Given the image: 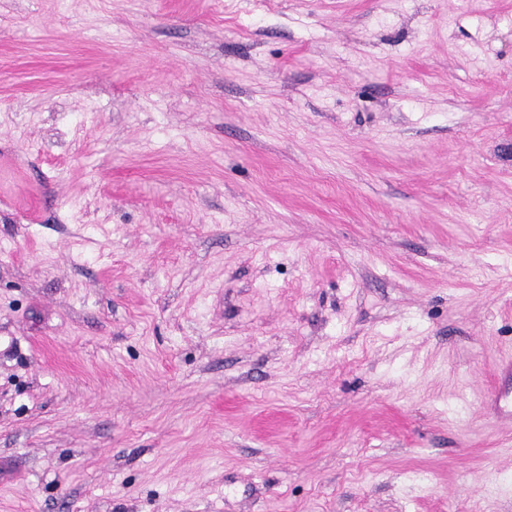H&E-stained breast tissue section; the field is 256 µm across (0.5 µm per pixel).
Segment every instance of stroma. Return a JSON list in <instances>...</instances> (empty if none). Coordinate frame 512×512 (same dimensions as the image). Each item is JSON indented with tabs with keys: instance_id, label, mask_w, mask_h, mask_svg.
Listing matches in <instances>:
<instances>
[{
	"instance_id": "35a3bbf8",
	"label": "stroma",
	"mask_w": 512,
	"mask_h": 512,
	"mask_svg": "<svg viewBox=\"0 0 512 512\" xmlns=\"http://www.w3.org/2000/svg\"><path fill=\"white\" fill-rule=\"evenodd\" d=\"M512 0H0V512H512Z\"/></svg>"
}]
</instances>
